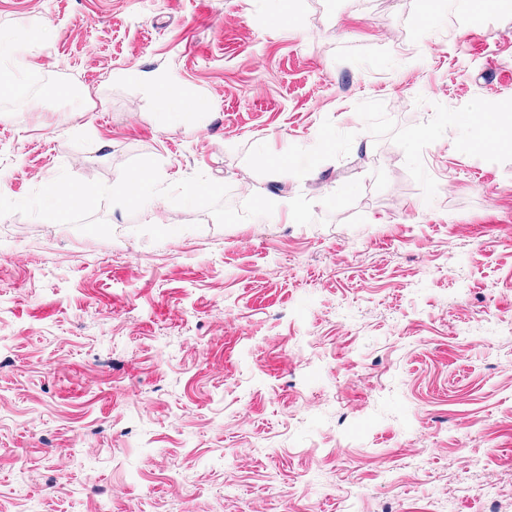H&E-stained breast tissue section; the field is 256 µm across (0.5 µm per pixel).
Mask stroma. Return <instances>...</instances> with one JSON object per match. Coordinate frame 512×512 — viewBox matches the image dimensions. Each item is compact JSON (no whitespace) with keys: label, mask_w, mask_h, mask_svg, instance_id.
I'll return each instance as SVG.
<instances>
[{"label":"stroma","mask_w":512,"mask_h":512,"mask_svg":"<svg viewBox=\"0 0 512 512\" xmlns=\"http://www.w3.org/2000/svg\"><path fill=\"white\" fill-rule=\"evenodd\" d=\"M286 11L0 0V512L512 501V0ZM154 87L155 96L158 102L168 109L176 112L183 113L185 109L189 112L203 109L204 103L202 101H189L186 102L183 98L179 97L171 87L164 83H159L153 79H148ZM474 147L481 146H501L505 145L509 148L512 146V137H505L503 129L500 125L488 118L483 119L482 121V133L481 137L477 140L476 143H473ZM150 180L148 172L133 170L125 175L119 185L113 186L112 191L118 194L127 205L141 207L144 203L143 190Z\"/></svg>","instance_id":"1"}]
</instances>
